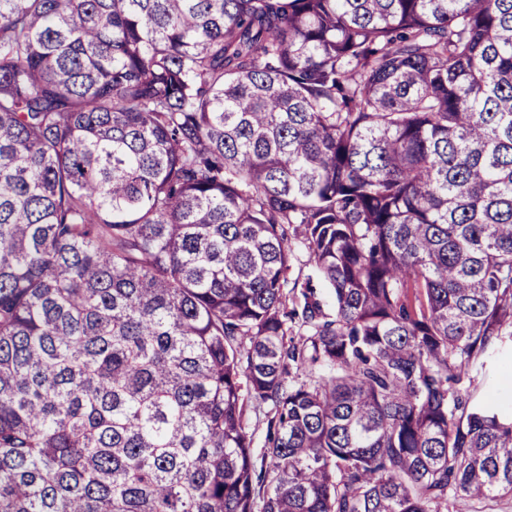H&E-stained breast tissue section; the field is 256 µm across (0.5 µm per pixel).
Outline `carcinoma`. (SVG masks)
<instances>
[{
    "mask_svg": "<svg viewBox=\"0 0 512 512\" xmlns=\"http://www.w3.org/2000/svg\"><path fill=\"white\" fill-rule=\"evenodd\" d=\"M511 352L512 0H0V512H477ZM307 260H308V257L305 252L301 251L300 249L295 250L294 258L292 260V268L289 273V282L290 283H289V286L287 289L288 290V299L286 301V307H287L288 311H290L294 306L293 301H292L293 293L291 292L292 291L291 287H292L295 279H299V283L301 284L308 277L312 278L313 284L317 288V293H318L319 297L323 301H326L327 303L329 302L330 291L328 290L327 286L322 281L318 280L314 266L311 263H309ZM266 429L265 410L254 411L251 408L248 414V433L253 439V449L256 453L264 446Z\"/></svg>",
    "mask_w": 512,
    "mask_h": 512,
    "instance_id": "carcinoma-1",
    "label": "carcinoma"
}]
</instances>
